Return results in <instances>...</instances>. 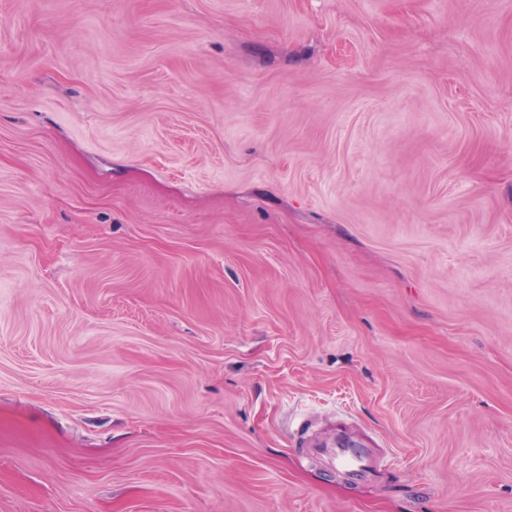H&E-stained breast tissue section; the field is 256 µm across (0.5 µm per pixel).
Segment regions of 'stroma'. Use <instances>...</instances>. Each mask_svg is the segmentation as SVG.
<instances>
[{
	"instance_id": "35a3bbf8",
	"label": "stroma",
	"mask_w": 512,
	"mask_h": 512,
	"mask_svg": "<svg viewBox=\"0 0 512 512\" xmlns=\"http://www.w3.org/2000/svg\"><path fill=\"white\" fill-rule=\"evenodd\" d=\"M0 512H512V0H0ZM315 452L325 458L331 466L344 468L348 476L355 481L367 479L377 471L371 449L342 436H334L331 442L318 443Z\"/></svg>"
}]
</instances>
